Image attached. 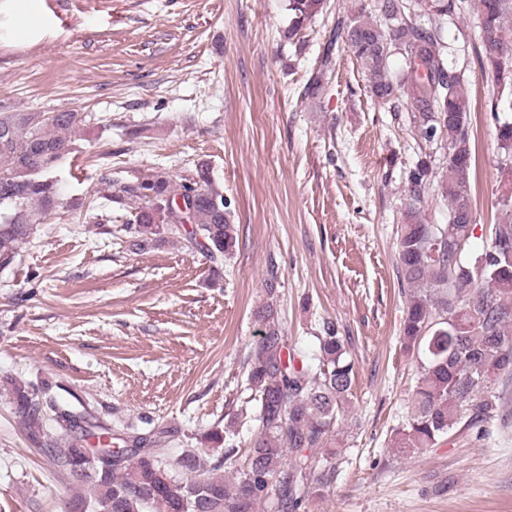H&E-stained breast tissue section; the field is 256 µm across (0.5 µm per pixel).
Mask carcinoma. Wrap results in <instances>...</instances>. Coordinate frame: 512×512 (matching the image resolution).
I'll return each instance as SVG.
<instances>
[{
    "mask_svg": "<svg viewBox=\"0 0 512 512\" xmlns=\"http://www.w3.org/2000/svg\"><path fill=\"white\" fill-rule=\"evenodd\" d=\"M464 0H373L358 15L336 20L342 40L365 70L369 92L398 111L404 93L414 127L423 136L444 134V149L456 156L441 173L417 160L409 171V201L397 238L399 277L409 288L401 327L409 351L424 357L411 395L407 424L392 439L395 452L407 456L433 448L462 420L470 426L494 419L503 391L502 376H512V0H478L480 69L497 89L487 104L502 150L499 170L510 189L499 200L506 220L490 225L488 243L474 264L462 254L475 225L470 182L476 165L471 139V104L464 80L448 67L443 28L462 12ZM325 0H287L292 40L323 12ZM405 61L402 78L389 72V58ZM332 55L325 51L304 95L316 98L331 79ZM87 122L82 112L0 111V269L11 267L45 215L60 204L58 181L51 177L65 156L71 136ZM448 203V223L431 224L425 214L430 191ZM138 203L127 230L141 242L178 239L215 264L211 285L223 279V260L239 245L236 225L215 186L209 168L178 181L157 172L123 186L109 202ZM265 297L254 315L260 341L248 362L247 381L257 403L259 432L244 461L226 476L219 462L204 469L199 456L186 451L167 459L158 442L138 438L108 469L83 461L92 437L128 444L120 433L89 414L75 425L76 413L40 401L30 383L10 382V399L27 437L38 446L67 450L65 470L90 485L93 508L100 512H257L275 496L278 512H302L329 492L336 476L324 441L339 424L352 396L353 364L335 324H324L317 368L296 364L279 321L275 278L265 282ZM56 425L64 438L45 442ZM215 448L235 454L229 433L204 436ZM325 460L314 469L316 457Z\"/></svg>",
    "mask_w": 512,
    "mask_h": 512,
    "instance_id": "1",
    "label": "carcinoma"
}]
</instances>
